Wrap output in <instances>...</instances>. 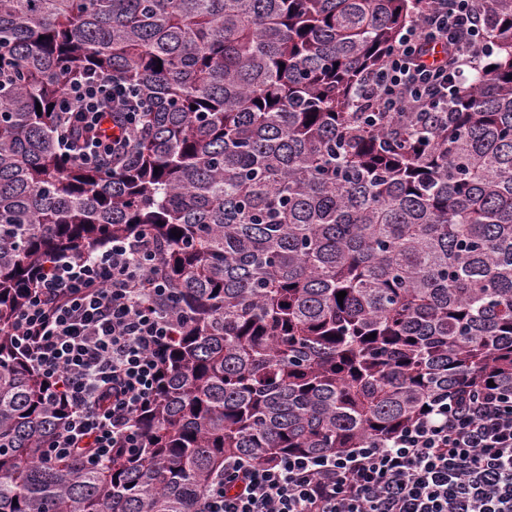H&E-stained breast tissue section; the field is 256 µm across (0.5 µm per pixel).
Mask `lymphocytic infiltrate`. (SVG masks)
<instances>
[{
  "mask_svg": "<svg viewBox=\"0 0 512 512\" xmlns=\"http://www.w3.org/2000/svg\"><path fill=\"white\" fill-rule=\"evenodd\" d=\"M474 4L426 0L369 80L380 111H447L463 62L493 52ZM57 107L75 163L131 159L143 107L122 74L68 81ZM158 264L139 236L51 259L39 273L12 334L68 407L47 461L78 457L96 468L133 447L132 421L156 398L174 337ZM200 512H512V392L441 395L383 444L272 462L227 457Z\"/></svg>",
  "mask_w": 512,
  "mask_h": 512,
  "instance_id": "1",
  "label": "lymphocytic infiltrate"
}]
</instances>
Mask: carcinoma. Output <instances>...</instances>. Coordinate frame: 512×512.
<instances>
[{
    "label": "carcinoma",
    "instance_id": "1",
    "mask_svg": "<svg viewBox=\"0 0 512 512\" xmlns=\"http://www.w3.org/2000/svg\"><path fill=\"white\" fill-rule=\"evenodd\" d=\"M419 3L0 0V512H198L227 456L512 390V0H478L495 52L448 111L376 112L360 87ZM90 69L149 103L131 163L59 148L49 105ZM142 234L175 334L141 446L48 462L68 409L14 318L52 256Z\"/></svg>",
    "mask_w": 512,
    "mask_h": 512
}]
</instances>
